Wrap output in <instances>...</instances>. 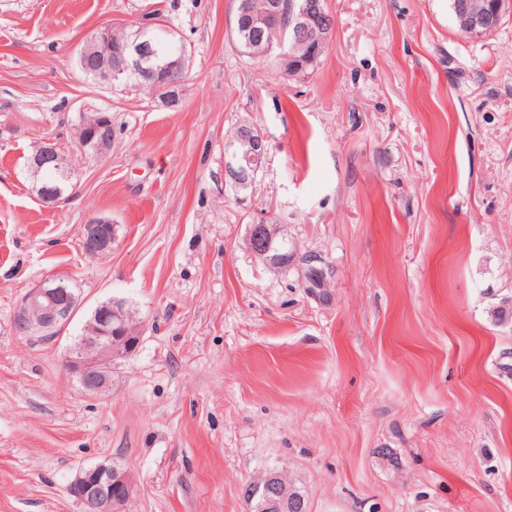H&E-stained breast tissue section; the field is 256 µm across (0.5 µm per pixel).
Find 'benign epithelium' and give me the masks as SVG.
<instances>
[{
	"instance_id": "1",
	"label": "benign epithelium",
	"mask_w": 512,
	"mask_h": 512,
	"mask_svg": "<svg viewBox=\"0 0 512 512\" xmlns=\"http://www.w3.org/2000/svg\"><path fill=\"white\" fill-rule=\"evenodd\" d=\"M280 0H271L267 9L256 11L249 0H241V15L249 20L248 46L264 47L266 53L279 49V55L292 70L304 69L315 63L314 47L324 42L332 27L319 0L290 3L288 32L278 45L264 44L266 17L281 11ZM458 25L470 37H482L495 30L504 12L512 10V0H454ZM157 52L148 42L137 39L127 43L120 51V60L112 59V28L105 27L90 36L80 49L78 63L93 80L112 86L130 70L151 77L161 86L160 104L167 109L182 105L185 81L182 71L185 56L168 59L158 65L151 64ZM265 137L249 126L239 128L233 137L224 139V182L235 189L251 185L259 172L241 165V158L267 154ZM66 156L52 141L40 143L30 160V171L37 178V195L44 203L55 204L59 196L50 192L38 180L47 167L64 169ZM82 243L86 253L102 256L112 251L115 241L112 222L98 218L82 229ZM286 241L277 224L264 221L249 225L246 238L248 249L270 267L281 268L287 257L274 251V246ZM124 301L110 299L99 304L85 323L82 334L65 355L69 374L85 390L106 392L112 388V361L130 355L141 339L140 329L129 332L125 323ZM79 305V296L70 288L69 279L51 277L31 289L23 298L15 316L14 327L24 337L53 336L72 320ZM134 490L130 476L115 463H99L81 470L69 485V493L81 503L83 512H123ZM244 496L251 512H297L300 496L296 486L288 485L286 474L270 469L246 487Z\"/></svg>"
}]
</instances>
